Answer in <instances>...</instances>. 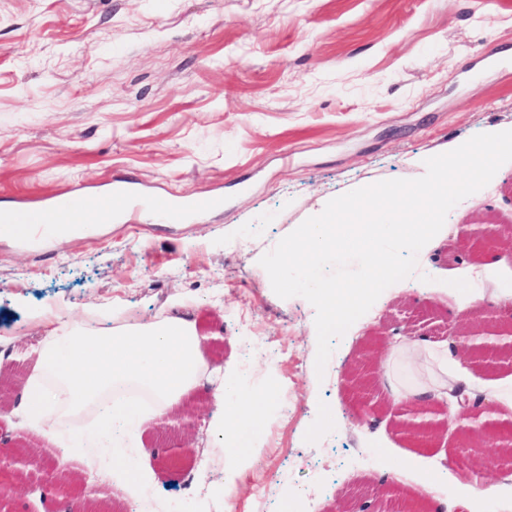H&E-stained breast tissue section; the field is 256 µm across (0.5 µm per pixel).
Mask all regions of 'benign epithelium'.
<instances>
[{
	"instance_id": "1",
	"label": "benign epithelium",
	"mask_w": 512,
	"mask_h": 512,
	"mask_svg": "<svg viewBox=\"0 0 512 512\" xmlns=\"http://www.w3.org/2000/svg\"><path fill=\"white\" fill-rule=\"evenodd\" d=\"M465 236L481 250H494L502 246H512V225L472 224ZM471 319L481 325L478 331L469 327L453 328L451 337L474 362L492 366L512 358V301L500 310L494 306L479 303L475 306ZM378 360L373 345L365 348L360 361L345 376V385L352 402L357 406L359 416L375 417L388 399L380 395L376 387ZM449 394L457 398L459 410L446 411L448 421L459 423L458 430L464 435L461 449L473 446L493 448L501 451L512 447V436L498 431L488 422L464 424L474 410L486 408L480 395L471 397L466 387L455 384ZM439 411L429 402L403 401L399 405L395 429L414 445L432 446L441 432V422L437 420ZM44 462L29 448L3 446L0 444V508L10 505L16 491L18 478L26 471L42 470ZM53 492V500L69 503L76 495L74 486L57 479H46ZM336 512H426L422 500L404 495L403 489L392 484L384 490H364L336 500Z\"/></svg>"
}]
</instances>
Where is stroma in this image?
Masks as SVG:
<instances>
[{
	"label": "stroma",
	"instance_id": "stroma-1",
	"mask_svg": "<svg viewBox=\"0 0 512 512\" xmlns=\"http://www.w3.org/2000/svg\"><path fill=\"white\" fill-rule=\"evenodd\" d=\"M500 59L497 69L483 66ZM512 129V0H0V212L74 191L87 204L116 177L152 196L222 195L180 223L145 204L87 232L28 246L0 237V363L13 392L34 375L49 341L43 314L97 331L158 321L188 300L204 336V385L178 430L185 461H145L143 483L92 477L79 442L87 417L34 437L11 417V440L47 470L87 483L75 512H135L174 504L201 512H334L337 497L393 480L408 492L435 483L464 512H512V472L485 457L481 474L449 462L445 428L411 445L392 413L359 423L342 374L370 332L400 323L426 333L394 344L379 386L407 399L466 384L512 431V364L476 367L446 354L444 332L475 298H512V249L473 264L449 254L468 225H512V163L456 204L445 238L421 251L424 274L386 288L340 338L324 373L316 311L278 297L262 255L314 209L353 189L416 179L425 159L476 134ZM237 377L270 392L266 424L237 486L235 456L208 435V381ZM43 474L24 476L10 512H51Z\"/></svg>",
	"mask_w": 512,
	"mask_h": 512
}]
</instances>
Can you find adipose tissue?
I'll use <instances>...</instances> for the list:
<instances>
[{
    "mask_svg": "<svg viewBox=\"0 0 512 512\" xmlns=\"http://www.w3.org/2000/svg\"><path fill=\"white\" fill-rule=\"evenodd\" d=\"M203 366V338L185 315L102 332L76 327L41 350L36 364L40 378L17 396L13 412L28 417L31 429L50 435L54 426L43 421L45 410L70 415L102 406L104 425L96 439L86 440V447L98 439H117L123 447L112 459H94L97 475L106 479L120 468L135 480L151 454L146 431L154 418L182 406L200 384ZM212 397L220 412L208 430L235 449L237 466L225 476L230 483L249 461L269 397L241 387L234 378L215 386Z\"/></svg>",
    "mask_w": 512,
    "mask_h": 512,
    "instance_id": "adipose-tissue-1",
    "label": "adipose tissue"
}]
</instances>
